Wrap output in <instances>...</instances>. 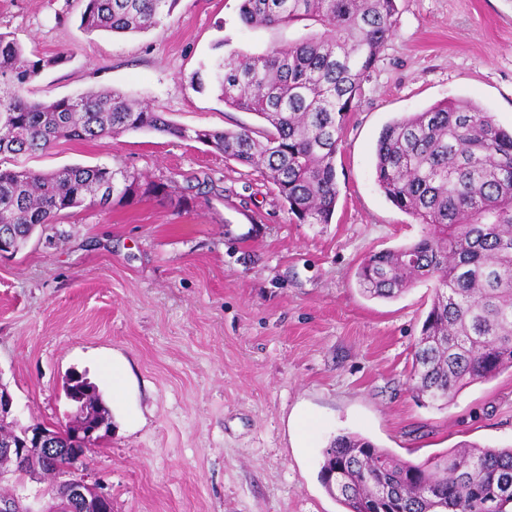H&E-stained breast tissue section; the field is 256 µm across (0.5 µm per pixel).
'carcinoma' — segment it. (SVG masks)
Wrapping results in <instances>:
<instances>
[{
	"label": "carcinoma",
	"mask_w": 512,
	"mask_h": 512,
	"mask_svg": "<svg viewBox=\"0 0 512 512\" xmlns=\"http://www.w3.org/2000/svg\"><path fill=\"white\" fill-rule=\"evenodd\" d=\"M87 33H144L179 0H84ZM396 0H241L248 28L280 35L264 52L213 57L194 84L262 126L189 130L114 90L51 102L25 90L68 59L30 58L0 32V156L29 157L57 141H91L149 130L200 142L260 173L299 224H328L338 200L335 158L348 112L381 48L396 34ZM376 180L400 210L426 226L417 241L373 253L356 271L371 298L391 300L434 283L415 340L410 380L417 398L446 406L462 389L512 369V132L471 101L436 103L387 124L375 150ZM167 184L124 167H0V235L19 251L36 229L86 203L106 207ZM87 403L89 425L105 409L87 379L65 387ZM57 448H81L77 429L38 423ZM320 480L345 512H506L512 504V446L468 443L419 462L403 461L358 433L335 436ZM71 454L42 463L29 478L68 472Z\"/></svg>",
	"instance_id": "obj_1"
}]
</instances>
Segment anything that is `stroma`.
I'll return each mask as SVG.
<instances>
[{"mask_svg": "<svg viewBox=\"0 0 512 512\" xmlns=\"http://www.w3.org/2000/svg\"><path fill=\"white\" fill-rule=\"evenodd\" d=\"M241 0H179L135 35L80 29L81 0H0V31L67 62L29 87L52 101L112 89L189 129L259 126L193 75L230 40L265 50ZM397 31L369 71L336 154L331 223H294L259 173L150 131L60 141L26 158L51 171L124 167L165 191L83 206L0 257V385L16 427L65 428L64 384L84 375L111 428L87 454L112 512H344L319 471L329 441L356 432L403 460L462 442L512 444V371L439 409L409 385L434 288L372 299L355 271L424 227L376 181L375 144L396 118L468 100L512 130V0H397ZM206 181L204 193L189 182ZM126 391L112 399V364Z\"/></svg>", "mask_w": 512, "mask_h": 512, "instance_id": "35a3bbf8", "label": "stroma"}]
</instances>
